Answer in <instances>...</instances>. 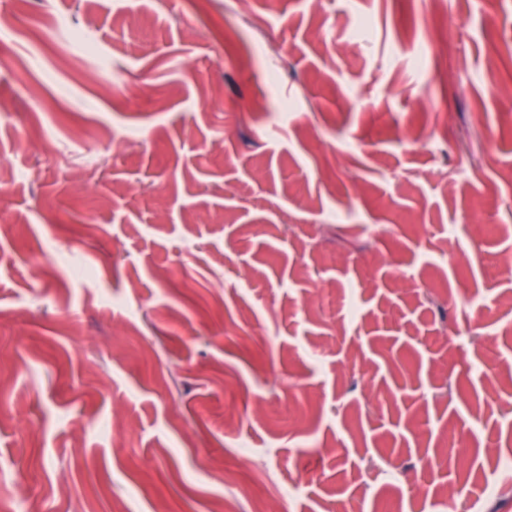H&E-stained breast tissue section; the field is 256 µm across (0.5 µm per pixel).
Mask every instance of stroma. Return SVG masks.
I'll return each mask as SVG.
<instances>
[{
  "label": "stroma",
  "instance_id": "obj_1",
  "mask_svg": "<svg viewBox=\"0 0 512 512\" xmlns=\"http://www.w3.org/2000/svg\"><path fill=\"white\" fill-rule=\"evenodd\" d=\"M0 107V506L512 489V0H10Z\"/></svg>",
  "mask_w": 512,
  "mask_h": 512
}]
</instances>
